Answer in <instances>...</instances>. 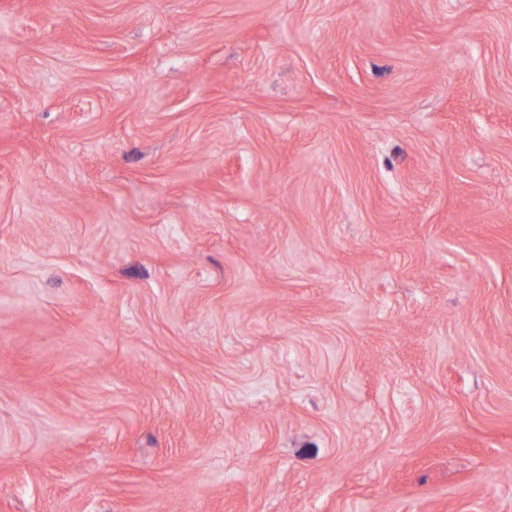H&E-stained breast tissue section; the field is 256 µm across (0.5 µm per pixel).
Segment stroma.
Listing matches in <instances>:
<instances>
[{"label": "stroma", "mask_w": 512, "mask_h": 512, "mask_svg": "<svg viewBox=\"0 0 512 512\" xmlns=\"http://www.w3.org/2000/svg\"><path fill=\"white\" fill-rule=\"evenodd\" d=\"M0 512H512V0H0Z\"/></svg>", "instance_id": "1"}]
</instances>
